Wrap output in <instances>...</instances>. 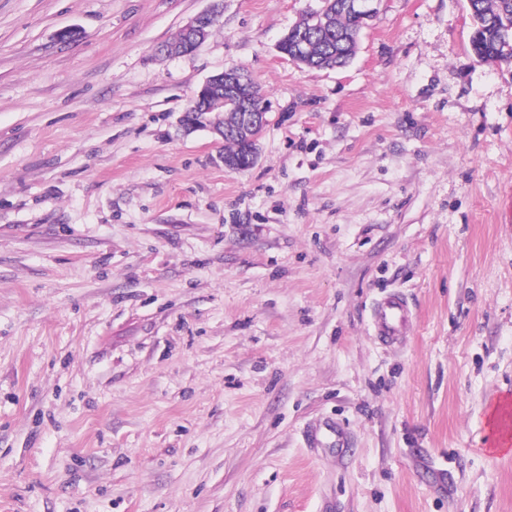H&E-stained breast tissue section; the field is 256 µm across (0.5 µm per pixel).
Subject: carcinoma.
Here are the masks:
<instances>
[{"label": "carcinoma", "instance_id": "carcinoma-1", "mask_svg": "<svg viewBox=\"0 0 512 512\" xmlns=\"http://www.w3.org/2000/svg\"><path fill=\"white\" fill-rule=\"evenodd\" d=\"M346 0H323L320 10L306 14L281 37L282 50L288 59L300 61L311 68H344L357 53L363 27L357 18L343 8ZM474 22L471 49L483 62H512V0H468ZM305 32L311 38V49L301 57L293 48ZM193 112H222V125L235 119L230 105L210 102L207 108L195 106Z\"/></svg>", "mask_w": 512, "mask_h": 512}]
</instances>
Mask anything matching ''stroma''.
Here are the masks:
<instances>
[{
  "label": "stroma",
  "instance_id": "stroma-1",
  "mask_svg": "<svg viewBox=\"0 0 512 512\" xmlns=\"http://www.w3.org/2000/svg\"><path fill=\"white\" fill-rule=\"evenodd\" d=\"M210 4L0 0V512H512V64L467 0H379L343 69L276 48L322 0L156 57ZM235 67L244 171L179 126ZM224 87V102H231L238 112L233 126L235 136L250 144L254 141L253 133L266 123L263 102L257 104L256 85L249 75L240 68H232L209 77L194 93L193 98L212 99V91ZM233 137H224V166L232 170L244 169L243 160L237 156L245 153L246 145ZM376 336L389 346L404 341L410 324V311L404 298L396 292L381 297L373 308Z\"/></svg>",
  "mask_w": 512,
  "mask_h": 512
}]
</instances>
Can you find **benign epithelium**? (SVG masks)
I'll return each mask as SVG.
<instances>
[{"label": "benign epithelium", "mask_w": 512, "mask_h": 512, "mask_svg": "<svg viewBox=\"0 0 512 512\" xmlns=\"http://www.w3.org/2000/svg\"><path fill=\"white\" fill-rule=\"evenodd\" d=\"M378 0H348L346 9L369 21L377 13ZM221 15V0H212L208 10L191 18L183 29L190 36L191 43L181 50L190 53L195 44L203 42L208 29L215 25ZM224 88V101L231 102L237 109L236 124L233 126L235 136L247 144L254 141L253 133L266 123L264 105L257 104L256 85L249 75L240 68L227 69L209 77L194 93L197 99H212L213 91Z\"/></svg>", "instance_id": "1"}]
</instances>
